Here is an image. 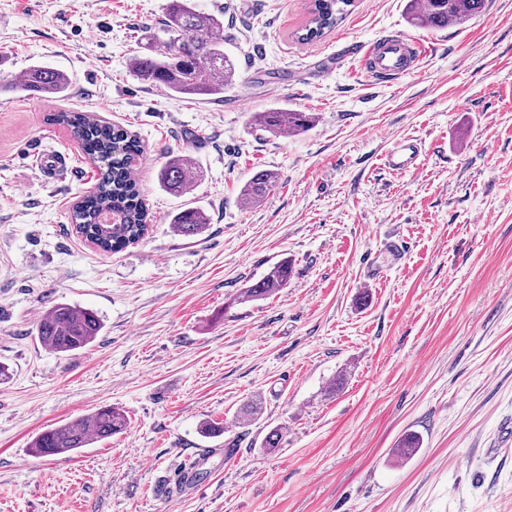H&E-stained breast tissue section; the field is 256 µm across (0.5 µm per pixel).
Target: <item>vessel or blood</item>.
<instances>
[{"label":"vessel or blood","instance_id":"1","mask_svg":"<svg viewBox=\"0 0 512 512\" xmlns=\"http://www.w3.org/2000/svg\"><path fill=\"white\" fill-rule=\"evenodd\" d=\"M367 74L380 83H392L415 72L425 53L422 44L401 35L382 37L362 49ZM422 146L409 139L399 143L387 156L388 167L410 171L423 164Z\"/></svg>","mask_w":512,"mask_h":512}]
</instances>
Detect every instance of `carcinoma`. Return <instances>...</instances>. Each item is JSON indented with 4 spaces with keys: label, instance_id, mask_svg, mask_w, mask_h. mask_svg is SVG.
I'll return each instance as SVG.
<instances>
[{
    "label": "carcinoma",
    "instance_id": "obj_1",
    "mask_svg": "<svg viewBox=\"0 0 512 512\" xmlns=\"http://www.w3.org/2000/svg\"><path fill=\"white\" fill-rule=\"evenodd\" d=\"M351 0H312L310 18L298 35L301 41H313L336 26ZM486 0H410V24L420 28L440 29L459 24L482 12ZM224 17L196 9L192 0H171L160 32L161 48L155 47L132 58L130 68L141 82L162 86L168 92L206 99L224 97V87L233 78L236 62L224 51ZM16 87L45 98H59L67 91L69 79L59 70L32 65L24 80L15 85L0 82V90ZM249 124L257 131L275 137L309 130L313 114L270 108L253 112ZM50 121L67 127L87 158L95 164L96 184L71 210V221L85 237L98 242L103 251L113 252L139 241L148 230V209L136 183L131 178L130 163L141 153L136 138L118 125L96 119L83 112L62 110ZM160 187L184 196L195 183L189 159L169 154L158 172ZM278 175L272 171L256 172L242 187L240 200L255 204L276 186ZM108 208L118 218L117 224H102L100 210ZM173 230L186 238L203 234L210 217L190 205L180 208L171 218ZM291 262L284 258L274 264L258 281L243 289L238 302L264 299L288 283ZM42 346L54 353L81 350L100 335L102 323L89 310L68 303H56L49 315L36 326ZM125 416L112 407H102L91 415L42 431L32 442L31 453L54 456L86 448L124 431ZM421 448L415 433L405 435L393 449V455L408 459Z\"/></svg>",
    "mask_w": 512,
    "mask_h": 512
}]
</instances>
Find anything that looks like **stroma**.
<instances>
[{
	"label": "stroma",
	"instance_id": "obj_1",
	"mask_svg": "<svg viewBox=\"0 0 512 512\" xmlns=\"http://www.w3.org/2000/svg\"><path fill=\"white\" fill-rule=\"evenodd\" d=\"M167 2L0 0V78L35 64L69 78L57 101L0 92V512H166L172 495L176 512H512V0L439 30L408 24L407 0H354L310 43L296 38L310 0H194L223 15L237 61L223 99L205 101L130 69ZM395 33L424 42L417 73L381 84L354 55L320 76L343 43ZM272 107L316 121L288 137L251 129L249 113ZM59 110L144 147L132 175L149 229L123 251L73 227L96 171L50 123ZM408 138L430 158L388 169ZM171 151L197 171L182 197L157 181ZM37 152L65 160L63 177L46 179ZM262 169L278 186L245 205ZM185 204L211 219L193 239L170 224ZM284 258L285 288L237 303ZM58 302L99 316L85 349L39 343ZM255 398L261 414L240 424ZM103 406L125 415L123 433L30 453L40 432ZM206 422L223 434L204 437ZM410 432L422 446L397 460ZM196 462L204 477L179 483Z\"/></svg>",
	"mask_w": 512,
	"mask_h": 512
}]
</instances>
